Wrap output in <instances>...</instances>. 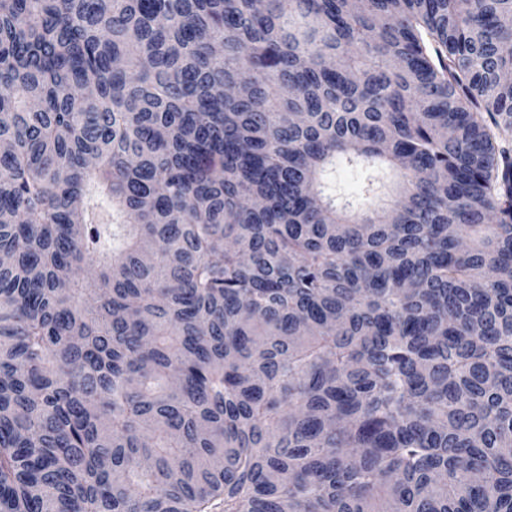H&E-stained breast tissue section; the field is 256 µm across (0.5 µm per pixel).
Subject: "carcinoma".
<instances>
[{
  "label": "carcinoma",
  "mask_w": 512,
  "mask_h": 512,
  "mask_svg": "<svg viewBox=\"0 0 512 512\" xmlns=\"http://www.w3.org/2000/svg\"><path fill=\"white\" fill-rule=\"evenodd\" d=\"M511 45L512 0H0V512H512ZM332 184L339 192L359 200L362 191L363 177L357 170L339 166L331 175Z\"/></svg>",
  "instance_id": "cac0c4a2"
}]
</instances>
